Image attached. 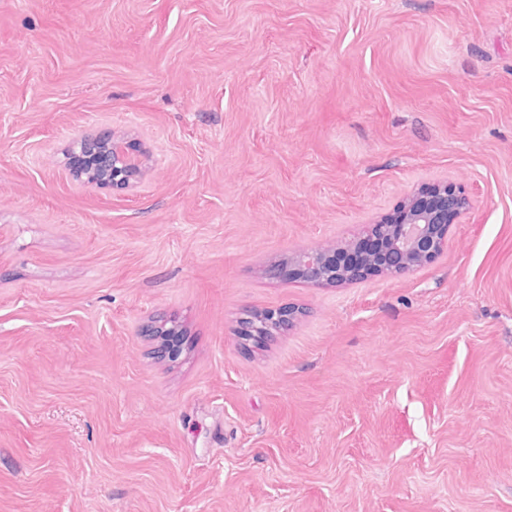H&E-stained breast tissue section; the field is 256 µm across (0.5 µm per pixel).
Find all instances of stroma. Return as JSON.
<instances>
[{
    "label": "stroma",
    "mask_w": 512,
    "mask_h": 512,
    "mask_svg": "<svg viewBox=\"0 0 512 512\" xmlns=\"http://www.w3.org/2000/svg\"><path fill=\"white\" fill-rule=\"evenodd\" d=\"M441 181L432 263L266 276ZM0 512H512V0H0ZM149 160L146 152L136 150L125 138L113 135L104 149L82 154L79 161L83 167L99 168L104 172L98 185L129 189L137 183ZM297 316L298 314L295 312L288 313V315L283 314V312H263L259 314V319H262L263 324L267 326L268 332H262V327L258 324V319H256L254 314H250L241 320L240 334L246 339L269 336L274 331H280L290 326L294 320L297 319Z\"/></svg>",
    "instance_id": "obj_1"
}]
</instances>
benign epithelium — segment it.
Wrapping results in <instances>:
<instances>
[{
	"mask_svg": "<svg viewBox=\"0 0 512 512\" xmlns=\"http://www.w3.org/2000/svg\"><path fill=\"white\" fill-rule=\"evenodd\" d=\"M150 156L132 147L120 137L109 139L108 145L80 156V165L104 172L99 185L129 189L137 183ZM470 208V200L462 188L452 182H441L417 189L403 201L381 226V233L365 232L357 240L373 238L376 249L356 264H336L327 249L298 251L290 257L289 266L272 267L268 275L281 279L294 269L297 278L314 285H340L365 280L373 274H403L432 262L443 250L448 225ZM297 314L263 312L251 314L240 322V334L247 339L271 335L291 325Z\"/></svg>",
	"mask_w": 512,
	"mask_h": 512,
	"instance_id": "7a95c632",
	"label": "benign epithelium"
}]
</instances>
